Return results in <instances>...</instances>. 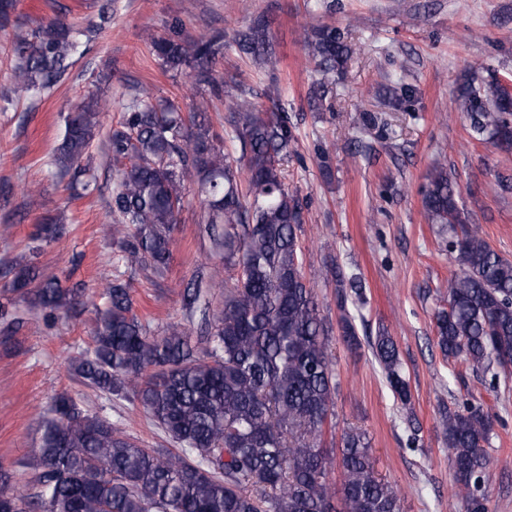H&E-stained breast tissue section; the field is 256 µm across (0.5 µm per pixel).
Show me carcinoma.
<instances>
[{"instance_id": "1", "label": "carcinoma", "mask_w": 512, "mask_h": 512, "mask_svg": "<svg viewBox=\"0 0 512 512\" xmlns=\"http://www.w3.org/2000/svg\"><path fill=\"white\" fill-rule=\"evenodd\" d=\"M112 0L101 6L100 23L80 33L89 42L105 29ZM14 0H0V25L12 26L19 97L54 88L74 66L80 42L74 28L55 17L35 27L11 21ZM349 28L319 25L305 36L308 58L321 78L309 103L322 105L335 76L356 52ZM163 64L195 88L216 97L224 84L214 66L224 57V34L198 39L150 36ZM257 65L276 62L268 21L257 18L237 41ZM263 96L242 89L228 105L225 121L242 147L238 159L224 153L223 138L205 119L202 101L186 113L171 100H154L143 90L108 137L117 178L109 203L108 233L120 249L117 261L161 270L171 259L172 234L186 200V181L197 178V199L206 231L222 250V265L208 274L206 289L184 293L186 310L210 309L224 297L197 339L178 324L162 336L133 314L129 287L114 277L95 307L92 345L72 358L70 369L84 386L109 398H135L177 444L143 448L119 425L85 413L67 395L39 414L40 441L32 474L0 464V512H400L395 488L374 469L366 434H342L339 465L344 473L340 507L329 483L330 461L318 440L334 416L336 379L329 351L330 325L303 270L299 234L303 200L285 184L282 161L296 142L279 89ZM416 88L399 78L386 88L387 105L402 110ZM456 103L472 132L504 152L512 150V93L496 79L465 76ZM107 100L89 93L65 117L62 142L53 155L60 173L89 177V148ZM459 190L443 162L434 164L423 193L429 224L451 232L448 252L459 269L447 282L448 307L434 314L437 345L460 361L477 381L499 387L500 372L512 365V261L469 229L458 206ZM60 232L46 217L33 240L49 243ZM31 259L15 264L10 285L0 292V321L15 342L25 323L18 305L50 318L64 310L81 314L75 289L44 275ZM336 300L343 311L341 336L358 345L346 306L362 298L356 277L333 271ZM394 398L411 403L393 337L370 343ZM439 424L456 476L455 495L467 512H487L492 483L485 451L494 417L475 402L472 390L455 406L439 409Z\"/></svg>"}]
</instances>
